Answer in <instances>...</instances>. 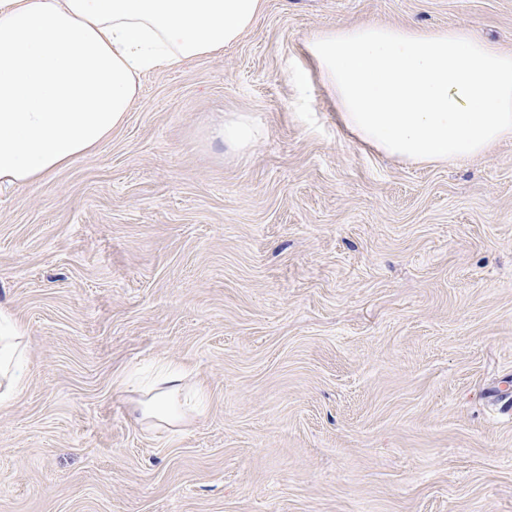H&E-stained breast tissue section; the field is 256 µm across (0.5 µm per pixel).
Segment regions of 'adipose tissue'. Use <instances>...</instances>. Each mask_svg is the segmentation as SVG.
Listing matches in <instances>:
<instances>
[{
  "label": "adipose tissue",
  "mask_w": 512,
  "mask_h": 512,
  "mask_svg": "<svg viewBox=\"0 0 512 512\" xmlns=\"http://www.w3.org/2000/svg\"><path fill=\"white\" fill-rule=\"evenodd\" d=\"M264 0H0V185H35L121 127L142 73L237 43ZM344 128L416 165L484 154L512 138V52L469 28L367 23L306 43ZM26 328L0 309V406L22 391ZM183 367L162 363L137 423L173 426Z\"/></svg>",
  "instance_id": "ef3b65f1"
}]
</instances>
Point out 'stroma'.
Returning <instances> with one entry per match:
<instances>
[{"instance_id": "stroma-1", "label": "stroma", "mask_w": 512, "mask_h": 512, "mask_svg": "<svg viewBox=\"0 0 512 512\" xmlns=\"http://www.w3.org/2000/svg\"><path fill=\"white\" fill-rule=\"evenodd\" d=\"M364 23L512 51V0H265L142 75L92 154L0 188L28 358L0 512H512V138L426 166L351 140L305 42ZM159 361L203 413L135 422ZM224 144L244 150L253 145L259 135L258 129L245 117L224 123L220 133Z\"/></svg>"}]
</instances>
